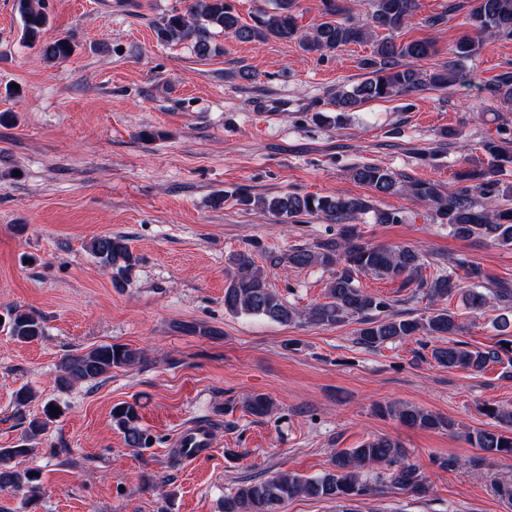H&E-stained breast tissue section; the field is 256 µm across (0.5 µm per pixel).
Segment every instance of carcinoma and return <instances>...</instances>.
Segmentation results:
<instances>
[{
	"mask_svg": "<svg viewBox=\"0 0 512 512\" xmlns=\"http://www.w3.org/2000/svg\"><path fill=\"white\" fill-rule=\"evenodd\" d=\"M369 22L360 24L344 16L338 0H322L321 20L309 33H301L293 14L294 0H275L273 11L256 16L244 24L231 0H189L183 12H173L154 25L157 38L166 43L194 40L198 55L211 53L215 33L233 35L241 42L263 43L270 39L298 41L309 52H331L351 43H361L377 30L388 32L403 28L415 15L418 0H372ZM22 19V34L35 42L48 23L42 0H17ZM469 22L479 34L512 37V0H476ZM475 50L473 40L462 38L455 44V60L448 67L432 73L419 71L414 62L429 57L434 45L429 40L397 43L391 37L375 41L372 55L362 59L365 79L357 85L338 91L336 108L342 113L360 106L386 100L399 94L422 91L428 87H446L463 76L462 61ZM42 54L49 60H60L71 52L67 38L45 42ZM492 99L512 100V73L502 74L486 87ZM489 156L487 168L467 166L456 173L463 187L448 193L442 200L436 184L414 180L407 191L414 197L438 204V217L448 225L450 233L461 240L473 237L491 240L512 249V183L495 174L512 167V142L493 139L483 142ZM353 180L377 194H394L401 190L396 175L379 165L366 164L353 169ZM243 206H254L294 223L303 216L322 217L342 225L334 240L316 248H295L288 254V263L296 268L320 266L332 271L328 283L329 301L315 303L297 310L270 287L264 271L256 265L252 254L240 252L232 257L233 271L224 288V310L240 317H258L282 325L304 320L318 326H333L350 317L358 318L357 343L367 349H377L386 343L414 337L420 332L432 338L448 336L445 344L431 349L435 362L448 368L480 372L490 364L507 363L512 367V282L492 281L465 288L464 279H481L483 275L466 256L459 255L444 263L429 261L417 248L410 246L381 247L363 242L356 227L350 224L357 215L369 209L364 197L314 196L288 193L272 198L238 195ZM87 250L101 264L112 269L115 282L126 280L138 258L122 236L100 235L93 238ZM435 272L424 275L428 267ZM367 273L381 278H400L414 286L432 302H446L460 297L464 305L478 310L489 300L501 305L505 312L498 317L497 327L503 335L493 345L481 349H466L451 337L461 331L458 315L448 307L434 308L423 318H402L390 313V304L378 295L356 286L358 275ZM0 328L19 343H32L45 336L43 319L31 312L14 309L0 323ZM142 353L123 344H101L81 352L71 351L61 356L57 368V386L69 389L77 384L95 382L112 373L139 363ZM55 402L42 407V416L29 421L22 443L13 448H0V491L23 493L33 498L39 489V477L32 470H21L13 461L27 456L30 442L45 431L56 418L51 412ZM243 410L255 417L272 413L273 402L264 395H252L242 402ZM383 415L422 430L455 429V422L440 415L408 405L389 404L378 407ZM485 415L499 424L512 427V408L491 403L485 405ZM112 421L124 435L129 448H148L153 438L140 424L138 405L119 403L112 408ZM468 442L493 457H512V434L494 429H476L467 433ZM386 468L390 483L402 490L421 492L426 489V475L418 466L406 460V450L386 438L368 439L360 446L336 454L333 469L306 477L282 472L264 480L241 486L224 497V512H281L288 501L297 497H316L329 501L350 502L370 494L379 484L372 472Z\"/></svg>",
	"mask_w": 512,
	"mask_h": 512,
	"instance_id": "cac0c4a2",
	"label": "carcinoma"
}]
</instances>
